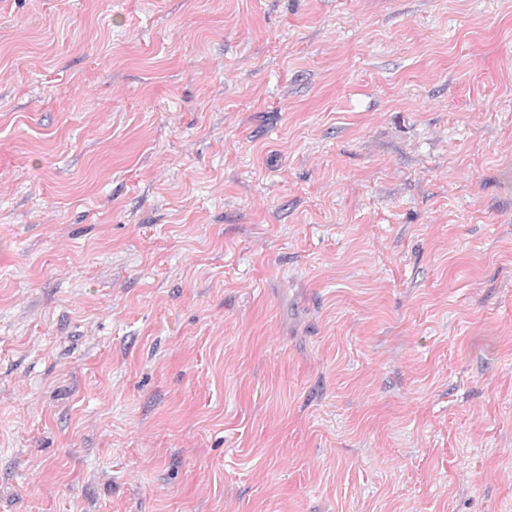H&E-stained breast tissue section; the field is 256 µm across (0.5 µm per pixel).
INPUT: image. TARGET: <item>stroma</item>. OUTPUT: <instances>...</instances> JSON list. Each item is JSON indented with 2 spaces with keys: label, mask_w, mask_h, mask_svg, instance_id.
<instances>
[{
  "label": "stroma",
  "mask_w": 512,
  "mask_h": 512,
  "mask_svg": "<svg viewBox=\"0 0 512 512\" xmlns=\"http://www.w3.org/2000/svg\"><path fill=\"white\" fill-rule=\"evenodd\" d=\"M0 512H512V0H0Z\"/></svg>",
  "instance_id": "stroma-1"
}]
</instances>
